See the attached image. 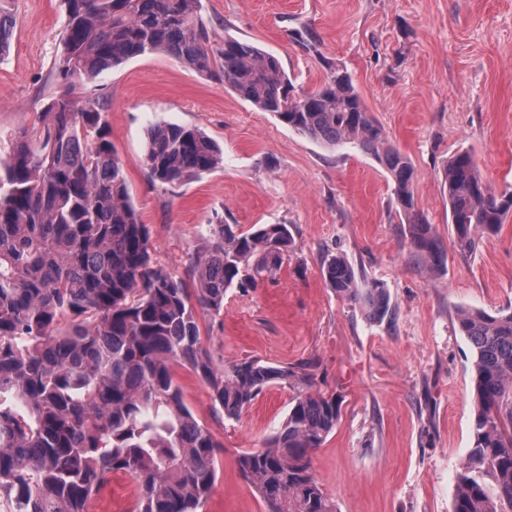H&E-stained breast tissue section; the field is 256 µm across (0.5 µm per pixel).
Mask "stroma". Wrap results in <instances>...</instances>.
Here are the masks:
<instances>
[{
	"label": "stroma",
	"mask_w": 512,
	"mask_h": 512,
	"mask_svg": "<svg viewBox=\"0 0 512 512\" xmlns=\"http://www.w3.org/2000/svg\"><path fill=\"white\" fill-rule=\"evenodd\" d=\"M0 10L15 21L0 58L5 139L57 90L52 68L66 4L0 0ZM199 16L215 42L248 39L278 57L297 89L323 84L324 60L343 65L389 142L410 159L416 208L447 262L435 272L412 253L389 174L374 156L305 137L162 53L131 59L78 91L105 106L154 262L192 288L189 260L209 248L215 216L244 231L290 225L296 249L273 279L246 293L228 289L220 316L198 311L203 346L217 367L248 357L301 366L315 389L341 396L335 430L311 455L336 512H453L473 440V350L457 315L512 311V215L498 235L462 252L442 171L467 151L495 194L512 188V0H201ZM299 31L311 34L316 51L299 45ZM158 123L203 130L220 145L222 165L152 183L144 155ZM328 254L387 289L394 324L336 296L322 275ZM175 380L221 446L203 512H266L234 459L263 446L295 389L267 388L229 420L191 371L177 368Z\"/></svg>",
	"instance_id": "obj_1"
}]
</instances>
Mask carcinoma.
Listing matches in <instances>:
<instances>
[{
	"label": "carcinoma",
	"instance_id": "1",
	"mask_svg": "<svg viewBox=\"0 0 512 512\" xmlns=\"http://www.w3.org/2000/svg\"><path fill=\"white\" fill-rule=\"evenodd\" d=\"M199 10L200 0H66L59 91L0 156V512H89L117 471L136 485L132 512H202L220 445L185 404L177 366L229 420L266 388L303 386L279 429L235 464L267 512H335L310 454L336 428L340 397L310 390L308 373L257 359L218 368L197 323L199 308L221 314L228 289L275 275L295 248L290 225L245 233L221 218L208 225L210 248L190 259L192 291L157 266L105 109L73 96L102 72L162 52L310 139L372 154L416 255L432 270L445 263L433 225L415 211L410 160L389 144L347 69L326 62L322 86L295 101L276 56L247 39L211 41ZM13 29L0 12V57ZM144 164L152 182L174 184L218 168L222 151L198 128L160 123L148 132ZM443 179L448 223L471 251L499 232L512 193H492L468 152L448 160ZM322 273L368 318L392 319L386 288L360 287L347 258L327 257ZM457 321L474 352V408L453 512H512V313L468 308Z\"/></svg>",
	"mask_w": 512,
	"mask_h": 512
}]
</instances>
